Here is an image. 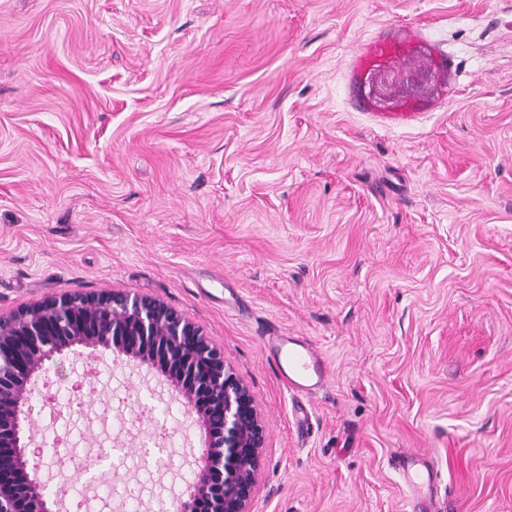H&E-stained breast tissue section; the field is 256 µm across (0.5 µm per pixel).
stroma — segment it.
<instances>
[{
  "mask_svg": "<svg viewBox=\"0 0 512 512\" xmlns=\"http://www.w3.org/2000/svg\"><path fill=\"white\" fill-rule=\"evenodd\" d=\"M390 23L453 55L456 92L387 129L346 102L351 50ZM165 301L222 347L266 426L251 512H416L396 470H438L440 512H512V0H0V315L63 294ZM307 338L325 386L295 402L262 353ZM73 417L96 454L136 420L169 468L178 401L93 364Z\"/></svg>",
  "mask_w": 512,
  "mask_h": 512,
  "instance_id": "1",
  "label": "stroma"
}]
</instances>
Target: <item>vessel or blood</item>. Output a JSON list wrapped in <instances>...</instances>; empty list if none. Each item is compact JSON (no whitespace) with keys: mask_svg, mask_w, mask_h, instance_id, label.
Listing matches in <instances>:
<instances>
[{"mask_svg":"<svg viewBox=\"0 0 512 512\" xmlns=\"http://www.w3.org/2000/svg\"><path fill=\"white\" fill-rule=\"evenodd\" d=\"M408 68L428 75V89L418 94L400 85L391 91L388 103L371 94L370 88L380 70ZM345 78L352 107L366 114L375 124L397 128L417 123L426 112L441 104L457 82L453 60L442 48L431 43L413 25L397 24L381 30L364 42L350 57ZM270 352L281 379L296 395L314 394L327 381V367L311 344L298 336L269 337ZM403 486L410 497L431 505L438 484L437 472L416 454L404 456L399 464Z\"/></svg>","mask_w":512,"mask_h":512,"instance_id":"obj_1","label":"vessel or blood"}]
</instances>
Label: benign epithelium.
Returning a JSON list of instances; mask_svg holds the SVG:
<instances>
[{
  "mask_svg": "<svg viewBox=\"0 0 512 512\" xmlns=\"http://www.w3.org/2000/svg\"><path fill=\"white\" fill-rule=\"evenodd\" d=\"M75 346L110 350L137 367L162 363L175 398L205 433L203 464L177 512H251L266 429L251 389L195 323L163 301L119 292L64 294L0 316V512H55L50 482L28 467L31 380Z\"/></svg>",
  "mask_w": 512,
  "mask_h": 512,
  "instance_id": "obj_1",
  "label": "benign epithelium"
}]
</instances>
